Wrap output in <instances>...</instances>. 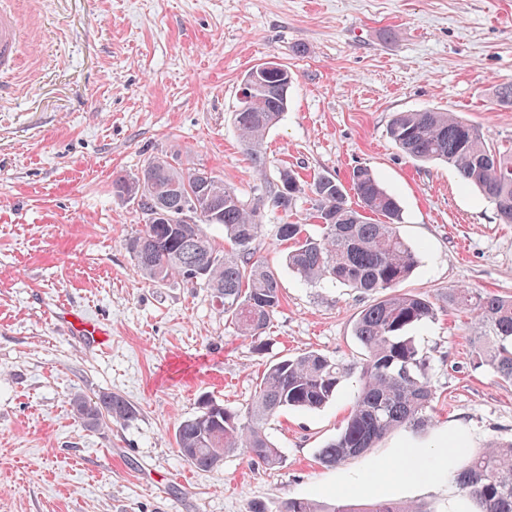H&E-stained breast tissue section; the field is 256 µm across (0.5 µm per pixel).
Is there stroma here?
<instances>
[{
    "mask_svg": "<svg viewBox=\"0 0 512 512\" xmlns=\"http://www.w3.org/2000/svg\"><path fill=\"white\" fill-rule=\"evenodd\" d=\"M10 2L22 39L16 70L0 74V512H250L290 497L471 512L452 451L512 438V384L474 366L471 316L445 298L453 288L512 295V224L448 165L403 155L387 127L395 113L432 109L479 125L490 143L512 142V103L498 97L512 84V0ZM267 61L288 66L294 83L259 172L231 114L244 74ZM161 155L249 200L285 169L345 182L370 168L398 197L399 231L419 250L403 290L440 307L409 331L433 360L432 424L321 466L317 451L357 393L352 373L323 408L269 421L280 467L240 450L213 470L188 464L175 430L202 397L243 411L270 360L359 362L353 324L372 298L306 284L286 267L277 227L311 213L308 193L292 211L261 210L255 258L281 286L261 342L237 335L210 289L145 283L127 249L142 221L112 179ZM70 321L105 335L82 344ZM103 392L131 402L135 417L85 428L70 399ZM402 446L438 449L447 473L364 485L394 468Z\"/></svg>",
    "mask_w": 512,
    "mask_h": 512,
    "instance_id": "obj_1",
    "label": "stroma"
}]
</instances>
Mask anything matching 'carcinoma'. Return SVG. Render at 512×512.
I'll return each instance as SVG.
<instances>
[{
  "label": "carcinoma",
  "instance_id": "1",
  "mask_svg": "<svg viewBox=\"0 0 512 512\" xmlns=\"http://www.w3.org/2000/svg\"><path fill=\"white\" fill-rule=\"evenodd\" d=\"M252 89L244 112L232 113L244 151L262 167L263 144L268 131L288 108L290 85L279 83L278 93L268 85ZM390 139L416 162L442 161L454 168L461 181L494 203L498 219L512 224V147L491 145L481 128L453 112L420 110L398 112L388 125ZM166 156L148 159L135 177L117 175L112 185L122 189L142 216L143 230L128 241L137 270L148 283L179 278L209 288L224 304L239 335L259 340L280 307L277 274L253 260L254 244L261 236L260 202L245 199L237 188L217 175L199 185L196 175ZM280 186L269 196L272 207L292 208L302 184L291 171L279 176ZM316 208L310 220L319 227L311 235L306 225L277 226V237L287 244L285 262L308 283L330 280L364 295H379L365 306L354 322L353 334L364 348L359 389L338 435L317 455L318 463L334 467L358 457L388 432L405 428L413 432L431 424L434 391L432 358L421 350L410 328L436 319L438 307L420 293H402L399 286L417 265L416 251L401 237L398 224L403 211L398 198L365 166L352 170L349 186L333 177L319 176L308 184ZM356 201L351 203L348 191ZM198 204L195 224L150 222L155 206L168 211ZM205 224L224 229V250L203 232ZM202 267L206 274L195 280L188 272ZM448 305L470 312L473 362L488 366L512 384V297L470 289L448 291ZM347 365L316 352L276 360L266 365L245 415L210 399L197 414L182 421L175 432L181 456L201 470L215 469L224 456L245 448L267 469L278 467L283 455L267 436L265 425L284 409H319L336 397ZM76 417L89 428L134 416L123 397L102 393L93 398L76 394L71 399ZM462 464L455 480L476 512H512V441H491L470 452L456 449ZM252 512H432L424 504L380 499L367 504L339 500L321 504L303 498L278 502L274 510L256 507Z\"/></svg>",
  "mask_w": 512,
  "mask_h": 512
}]
</instances>
